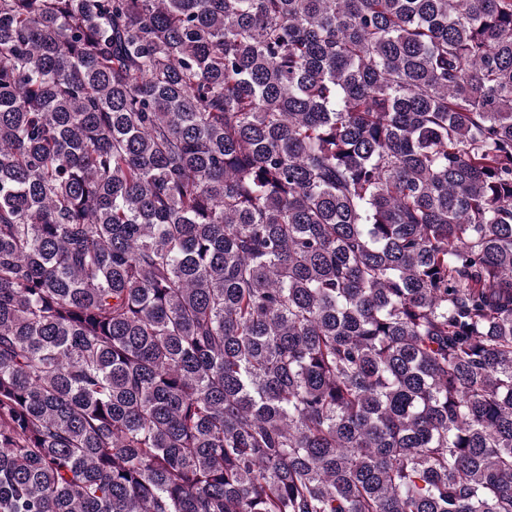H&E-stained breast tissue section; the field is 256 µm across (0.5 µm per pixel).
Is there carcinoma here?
<instances>
[{
	"label": "carcinoma",
	"instance_id": "obj_1",
	"mask_svg": "<svg viewBox=\"0 0 512 512\" xmlns=\"http://www.w3.org/2000/svg\"><path fill=\"white\" fill-rule=\"evenodd\" d=\"M0 512H512V0H0Z\"/></svg>",
	"mask_w": 512,
	"mask_h": 512
}]
</instances>
